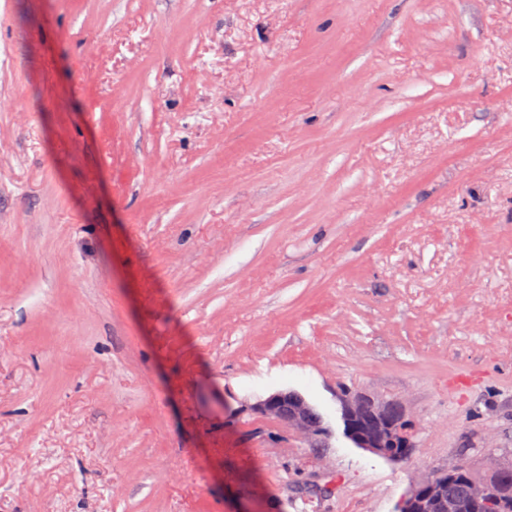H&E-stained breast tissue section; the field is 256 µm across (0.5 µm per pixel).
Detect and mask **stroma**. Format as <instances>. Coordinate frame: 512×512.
<instances>
[{
	"label": "stroma",
	"instance_id": "stroma-1",
	"mask_svg": "<svg viewBox=\"0 0 512 512\" xmlns=\"http://www.w3.org/2000/svg\"><path fill=\"white\" fill-rule=\"evenodd\" d=\"M1 97L0 512H397L512 452V0H0ZM253 409L262 416L279 419L312 446L325 448L328 445L331 431L323 416L298 392L271 394L259 400ZM339 403L343 434L356 448L395 461L409 456L416 448L413 422L401 403L369 395H342ZM367 419L371 420L370 425L365 424ZM398 444L400 451L393 455L389 448Z\"/></svg>",
	"mask_w": 512,
	"mask_h": 512
}]
</instances>
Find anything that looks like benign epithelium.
<instances>
[{
  "label": "benign epithelium",
  "instance_id": "7a95c632",
  "mask_svg": "<svg viewBox=\"0 0 512 512\" xmlns=\"http://www.w3.org/2000/svg\"><path fill=\"white\" fill-rule=\"evenodd\" d=\"M343 434L355 447L376 456L399 461L416 448L413 422L401 403L369 395H344L339 399ZM262 416L276 418L317 448L328 445L331 431L323 416L301 394L280 391L254 405ZM491 503L487 485L470 479L457 492L448 493L445 512H460L463 500ZM435 502V479L417 482L400 504L399 512H431Z\"/></svg>",
  "mask_w": 512,
  "mask_h": 512
}]
</instances>
